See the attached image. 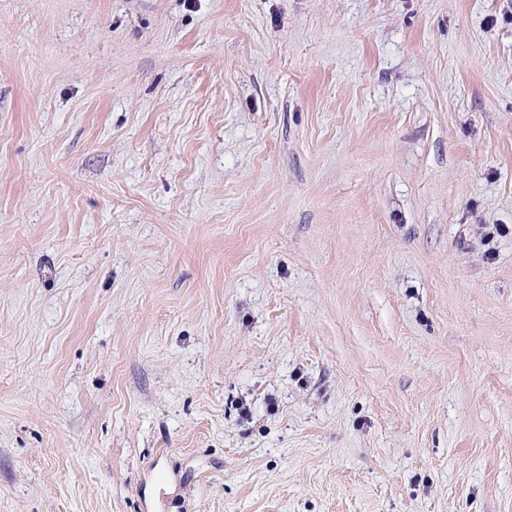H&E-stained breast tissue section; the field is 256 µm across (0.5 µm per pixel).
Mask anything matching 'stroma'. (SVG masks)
<instances>
[{
	"label": "stroma",
	"instance_id": "1",
	"mask_svg": "<svg viewBox=\"0 0 512 512\" xmlns=\"http://www.w3.org/2000/svg\"><path fill=\"white\" fill-rule=\"evenodd\" d=\"M0 512H512V0H0Z\"/></svg>",
	"mask_w": 512,
	"mask_h": 512
}]
</instances>
